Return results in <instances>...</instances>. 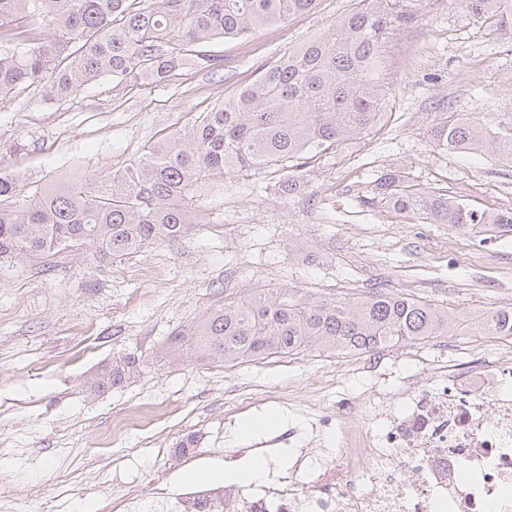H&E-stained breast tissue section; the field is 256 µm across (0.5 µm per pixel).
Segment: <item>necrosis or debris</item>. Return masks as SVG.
<instances>
[{"mask_svg": "<svg viewBox=\"0 0 512 512\" xmlns=\"http://www.w3.org/2000/svg\"><path fill=\"white\" fill-rule=\"evenodd\" d=\"M484 344L436 348L427 385L385 391L368 428L338 425L336 453L312 467L309 491L285 481L158 491V512H512V361L461 367Z\"/></svg>", "mask_w": 512, "mask_h": 512, "instance_id": "1", "label": "necrosis or debris"}]
</instances>
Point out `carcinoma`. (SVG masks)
I'll return each instance as SVG.
<instances>
[{"mask_svg":"<svg viewBox=\"0 0 512 512\" xmlns=\"http://www.w3.org/2000/svg\"><path fill=\"white\" fill-rule=\"evenodd\" d=\"M431 0H360L314 37L262 67L252 82L176 130L144 157L97 189L55 181L27 192L0 168V264L13 257L45 259L92 250L121 261L157 242L177 241L205 223L197 192L211 179L275 168L280 189L309 154L337 149L373 129L385 98L378 71L385 35L418 17ZM481 28L512 36V0H448ZM317 0H0V103L19 84L65 99L105 75L121 84L159 83L186 64L214 68L199 50L215 38H249L308 13ZM41 20L54 36L35 42L24 24ZM433 144L484 153L512 164V118L494 124L459 114L430 128ZM374 194L400 212L466 233L512 232V212L477 211L413 184L400 168L375 180ZM457 318L434 303L385 289L358 299H311L286 288L224 301L171 337L172 347L197 358L243 362L264 354L310 349L371 353L399 344L453 336ZM470 335L512 336V307L471 319ZM149 368L127 352L95 374L90 390L105 394Z\"/></svg>","mask_w":512,"mask_h":512,"instance_id":"carcinoma-1","label":"carcinoma"}]
</instances>
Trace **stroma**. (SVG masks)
Wrapping results in <instances>:
<instances>
[{
    "label": "stroma",
    "mask_w": 512,
    "mask_h": 512,
    "mask_svg": "<svg viewBox=\"0 0 512 512\" xmlns=\"http://www.w3.org/2000/svg\"><path fill=\"white\" fill-rule=\"evenodd\" d=\"M359 0H319L312 12L246 39L216 38L213 71L186 67L163 83L118 84L104 76L63 100L17 86L0 105V167L34 188L66 177L105 186L168 133L221 104L256 71L324 32ZM382 117L368 135L311 159L291 196L270 169L218 180L200 201L206 223L175 242L111 264L91 252L0 264V512H116L124 495L178 494L255 461L257 434L243 421L275 413L287 432L265 474L305 488L307 467L336 450L318 413L341 412L358 395L417 374L430 344L386 349L387 381H370L336 352L272 356L233 367L162 357L170 333L224 300L287 287L312 298H362L375 289L420 297L465 319L512 295V232L483 240L427 224L374 196L381 172L404 169L420 188L475 210L512 211V165L444 152L432 124L468 112L512 114V41L479 29L466 11L436 0L381 47ZM153 358L150 371L102 396L86 383L126 350ZM149 420L114 453L92 457L113 418ZM194 435L192 457L172 453ZM237 450L225 460L226 450Z\"/></svg>",
    "instance_id": "35a3bbf8"
}]
</instances>
